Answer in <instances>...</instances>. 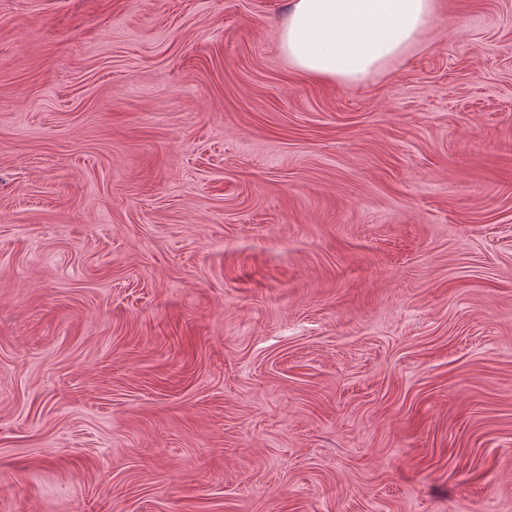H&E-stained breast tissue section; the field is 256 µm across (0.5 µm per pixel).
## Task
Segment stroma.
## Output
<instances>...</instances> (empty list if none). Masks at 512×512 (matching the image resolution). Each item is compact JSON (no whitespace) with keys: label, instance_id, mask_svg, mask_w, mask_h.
<instances>
[{"label":"stroma","instance_id":"35a3bbf8","mask_svg":"<svg viewBox=\"0 0 512 512\" xmlns=\"http://www.w3.org/2000/svg\"><path fill=\"white\" fill-rule=\"evenodd\" d=\"M285 6L0 0V512H512V0ZM435 15L436 0H289L279 48L301 76L359 85L411 52Z\"/></svg>","mask_w":512,"mask_h":512}]
</instances>
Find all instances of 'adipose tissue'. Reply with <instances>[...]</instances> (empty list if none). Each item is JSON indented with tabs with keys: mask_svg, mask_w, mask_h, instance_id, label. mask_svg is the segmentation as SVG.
I'll return each instance as SVG.
<instances>
[{
	"mask_svg": "<svg viewBox=\"0 0 512 512\" xmlns=\"http://www.w3.org/2000/svg\"><path fill=\"white\" fill-rule=\"evenodd\" d=\"M436 0H289L279 48L297 74L359 85L411 52Z\"/></svg>",
	"mask_w": 512,
	"mask_h": 512,
	"instance_id": "adipose-tissue-1",
	"label": "adipose tissue"
}]
</instances>
